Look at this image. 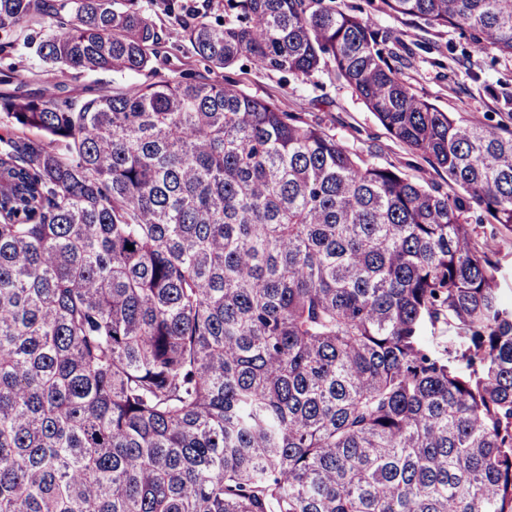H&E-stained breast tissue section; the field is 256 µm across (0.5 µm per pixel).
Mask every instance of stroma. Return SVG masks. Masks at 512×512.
I'll return each instance as SVG.
<instances>
[{
  "label": "stroma",
  "instance_id": "1",
  "mask_svg": "<svg viewBox=\"0 0 512 512\" xmlns=\"http://www.w3.org/2000/svg\"><path fill=\"white\" fill-rule=\"evenodd\" d=\"M342 9H356L377 27L393 35V64L413 91L456 115L500 120L512 112V59L496 53L473 51L460 31L431 27L418 19L396 16L382 9L380 0H337ZM152 15L165 30L161 53L151 69L121 75L71 72L57 79L66 91L85 87L129 88L163 77L184 74L189 80L209 78L233 81L247 94L274 100L282 111L321 123L351 151L382 166L396 167L409 178L447 189L448 177L435 170L422 156L394 139L348 85L319 72L307 81H283L281 74L259 70L248 59L233 67L214 71L194 56L181 30L161 7ZM29 91L45 90L39 59L25 51L0 55V96L13 94L19 82Z\"/></svg>",
  "mask_w": 512,
  "mask_h": 512
}]
</instances>
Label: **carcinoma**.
Segmentation results:
<instances>
[{
  "mask_svg": "<svg viewBox=\"0 0 512 512\" xmlns=\"http://www.w3.org/2000/svg\"><path fill=\"white\" fill-rule=\"evenodd\" d=\"M382 3L512 57V0ZM163 10L217 69L329 70L457 191L235 84L0 98V512H512V123L414 93L336 0ZM47 15L0 54L48 81L159 55L141 0H0Z\"/></svg>",
  "mask_w": 512,
  "mask_h": 512,
  "instance_id": "cac0c4a2",
  "label": "carcinoma"
}]
</instances>
